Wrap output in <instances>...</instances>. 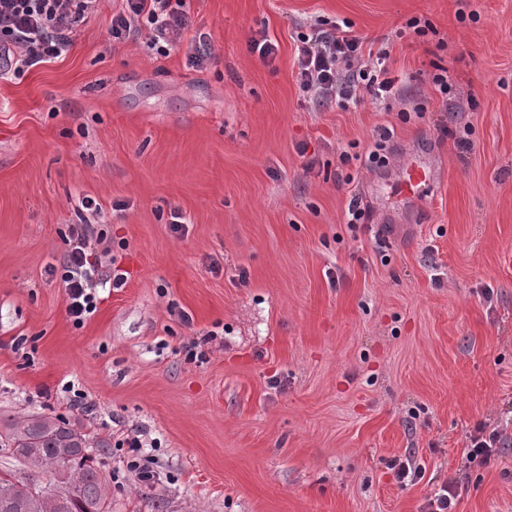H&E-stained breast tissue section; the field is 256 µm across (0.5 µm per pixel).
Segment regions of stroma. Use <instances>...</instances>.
I'll return each instance as SVG.
<instances>
[{
  "mask_svg": "<svg viewBox=\"0 0 512 512\" xmlns=\"http://www.w3.org/2000/svg\"><path fill=\"white\" fill-rule=\"evenodd\" d=\"M119 4L0 79V427L78 423L112 512H420L489 421L509 437L453 512H512V0H189L198 65L193 35L109 40ZM320 17L388 51L399 100L308 101L294 38ZM411 19L427 35L396 38ZM411 164L435 180L406 195ZM84 195L127 281L77 326Z\"/></svg>",
  "mask_w": 512,
  "mask_h": 512,
  "instance_id": "stroma-1",
  "label": "stroma"
}]
</instances>
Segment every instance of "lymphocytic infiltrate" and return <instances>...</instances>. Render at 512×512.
I'll return each instance as SVG.
<instances>
[{
    "label": "lymphocytic infiltrate",
    "instance_id": "f902f5d3",
    "mask_svg": "<svg viewBox=\"0 0 512 512\" xmlns=\"http://www.w3.org/2000/svg\"><path fill=\"white\" fill-rule=\"evenodd\" d=\"M122 2L107 29L114 40L142 38L149 48L166 53L193 25L186 0ZM99 5L100 0H0V58H11L16 71L25 72L65 56L79 27L98 14ZM299 42V80L314 100L347 108L368 97H397L386 54L365 60L362 43L348 25L337 24L329 31L321 24L311 25ZM95 242L94 225L72 226L62 280L68 314L77 325L95 313L99 288H119L126 282L120 267L102 268Z\"/></svg>",
    "mask_w": 512,
    "mask_h": 512
}]
</instances>
